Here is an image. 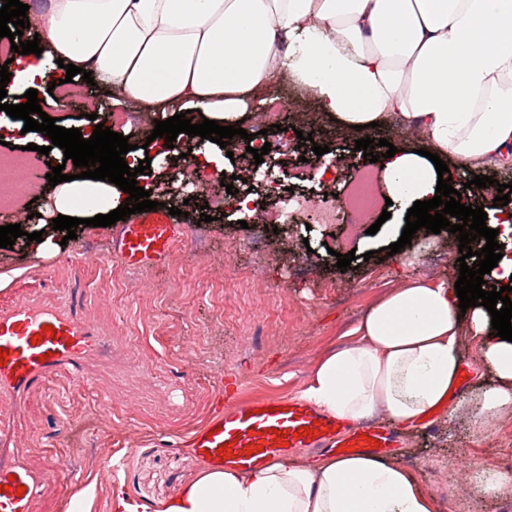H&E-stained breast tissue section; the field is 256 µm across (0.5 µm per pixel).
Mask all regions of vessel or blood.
Returning <instances> with one entry per match:
<instances>
[{"instance_id": "obj_1", "label": "vessel or blood", "mask_w": 512, "mask_h": 512, "mask_svg": "<svg viewBox=\"0 0 512 512\" xmlns=\"http://www.w3.org/2000/svg\"><path fill=\"white\" fill-rule=\"evenodd\" d=\"M177 224H151L132 219L113 245L125 266L168 262L180 241ZM0 512H32L47 482L46 470L31 468L15 447V429L24 405L53 378L84 381L87 366L111 359L112 342L76 298L58 302L31 292L8 307L0 306ZM209 419L191 435L198 455L209 463L250 471L295 455L303 448L328 453L355 450L383 458L401 444L396 430L376 424L354 425L322 413L299 398L267 397L241 401L236 395H216ZM232 445L233 456L218 454ZM24 494H17V487Z\"/></svg>"}]
</instances>
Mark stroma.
I'll return each instance as SVG.
<instances>
[{
  "mask_svg": "<svg viewBox=\"0 0 512 512\" xmlns=\"http://www.w3.org/2000/svg\"><path fill=\"white\" fill-rule=\"evenodd\" d=\"M71 91L59 115L63 127L87 131L92 113L137 110L83 80ZM318 171L313 153L303 161L276 158L257 174L256 187L272 178L308 191L318 188ZM389 210L376 234L353 241L356 258L344 272L327 247L345 225L244 229L233 210L203 225L183 219L184 235L161 266L120 264L112 254L116 224L78 226L70 241L55 234L41 255L23 236L0 248V303L13 288L47 277L49 298L82 289L91 316L112 339L111 363L90 365L86 383L54 379L19 420L18 448L31 466L52 469L33 512H66L89 486L91 512H112L118 489L150 505L174 496L200 473L202 458L184 443L210 416L220 382L237 381L247 397L301 394L324 354L360 343L361 316L391 289L413 276L453 281L460 253L452 233L387 254L402 233L400 203ZM461 348L457 407L436 414L431 430L402 428L393 461L412 469L435 502L457 503L459 512H512V493L486 491L469 464L473 455L502 454V417L489 412L482 427L474 426L472 401L496 376L480 364L477 339L462 335Z\"/></svg>",
  "mask_w": 512,
  "mask_h": 512,
  "instance_id": "stroma-1",
  "label": "stroma"
}]
</instances>
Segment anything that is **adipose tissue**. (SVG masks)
<instances>
[{
	"label": "adipose tissue",
	"mask_w": 512,
	"mask_h": 512,
	"mask_svg": "<svg viewBox=\"0 0 512 512\" xmlns=\"http://www.w3.org/2000/svg\"><path fill=\"white\" fill-rule=\"evenodd\" d=\"M36 26L43 52L15 56L8 96L44 82L60 59L146 109L181 103L232 126L246 103L264 110L284 71L354 139L391 119L414 131L384 168L404 206L436 193L429 153L462 178L487 163L512 167V0H49ZM126 198L113 183L75 179L57 184L54 207L92 218ZM458 304L453 285L406 278L364 315L361 343L321 360L304 398L353 424L379 405L412 423L448 406L466 332L500 380L478 411L512 412V342L486 308ZM115 510L434 512V498L396 463L323 456L246 474L206 464L158 506L120 493Z\"/></svg>",
	"instance_id": "adipose-tissue-1"
}]
</instances>
